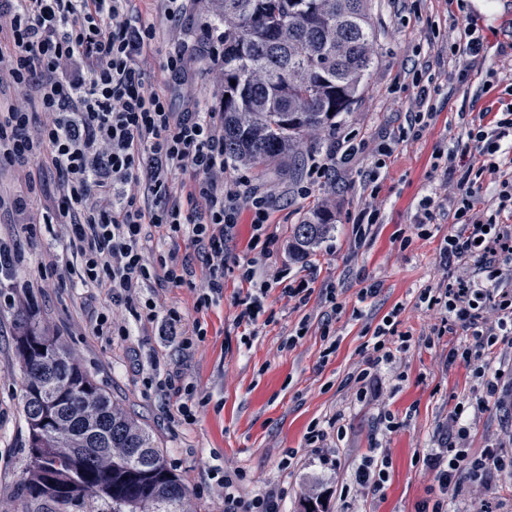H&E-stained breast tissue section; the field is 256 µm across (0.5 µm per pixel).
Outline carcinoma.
<instances>
[{
  "label": "carcinoma",
  "instance_id": "1",
  "mask_svg": "<svg viewBox=\"0 0 512 512\" xmlns=\"http://www.w3.org/2000/svg\"><path fill=\"white\" fill-rule=\"evenodd\" d=\"M211 9L224 28V162L291 174L307 133L350 111L374 67L370 0H211ZM332 220L327 209L310 212L295 227L294 250L306 253ZM29 335L45 353L22 346ZM16 352L27 424L23 487L33 512H187L185 489L152 435L33 314L18 322ZM39 388L51 399L37 457L29 408Z\"/></svg>",
  "mask_w": 512,
  "mask_h": 512
}]
</instances>
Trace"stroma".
<instances>
[{"instance_id": "obj_1", "label": "stroma", "mask_w": 512, "mask_h": 512, "mask_svg": "<svg viewBox=\"0 0 512 512\" xmlns=\"http://www.w3.org/2000/svg\"><path fill=\"white\" fill-rule=\"evenodd\" d=\"M371 15L376 62L356 104L337 118L335 130L309 137L314 161L331 165L326 178L313 180L306 162L291 175L270 168L246 172L252 186L273 199L268 248L257 245L251 213L243 211L229 233V269L217 306L196 312L188 287L161 292L160 304H178L205 323L207 336L196 349H181L158 326L133 319L128 335L109 342L92 336L86 315L98 304L97 289L36 285L43 242L59 225L33 240L14 211L0 209V238L14 241L21 255L9 287L0 288V512H32L22 490L27 428L15 341L18 318L30 310L61 337L113 402L149 430L186 489L188 512H224V498L207 478L215 467L241 473L239 492L246 498L272 485L284 487L282 512H302L309 496L323 493L325 512H421L423 504L442 496L423 458L454 437L449 417L456 407L484 400L465 440L472 451L499 447L512 437V345L498 349L503 376L493 397L484 396L474 365L449 363V349L463 337L443 331L439 315L419 295L445 287L463 270L440 252L451 228L446 215L434 212L422 230L414 224L420 200L444 181L433 155L436 144L466 143L468 125L479 112L512 106V95L489 85L486 76L487 69L505 64L496 47L512 42V0H467L461 15L447 12L443 0H371ZM469 15L477 18L487 48L483 69L463 81L446 40L461 37ZM183 20L195 50L194 88L221 97L222 76L205 49L206 27L213 21L209 0H190ZM426 62L436 87L434 117L419 135L396 138L416 108L411 73ZM348 134L368 147L346 163L333 152ZM374 171L381 186L375 199L367 184ZM372 200L380 221L357 238L354 219ZM318 203L330 206L335 223L311 254L297 257L291 248L294 228ZM249 260L257 278L272 280L273 286L257 322L245 326L235 322L237 302L248 289L236 266ZM280 274L290 282L310 281L306 303L284 295L274 281ZM372 284L376 294L359 300L360 290ZM329 288L340 305L333 316L324 300ZM391 313L398 331L411 340L391 367L379 370L372 395L360 398L354 377L367 366L376 326ZM304 320L309 329L302 335ZM152 365L158 373L178 372L193 382L194 424L176 417L178 397L146 387L143 371ZM315 424L328 431L320 448L307 441ZM374 448L390 461L388 480L377 494L350 485L359 460ZM448 507L512 512V475L494 476L481 486L463 484Z\"/></svg>"}]
</instances>
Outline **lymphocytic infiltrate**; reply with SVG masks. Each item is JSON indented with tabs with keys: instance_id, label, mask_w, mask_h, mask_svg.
I'll return each mask as SVG.
<instances>
[{
	"instance_id": "1",
	"label": "lymphocytic infiltrate",
	"mask_w": 512,
	"mask_h": 512,
	"mask_svg": "<svg viewBox=\"0 0 512 512\" xmlns=\"http://www.w3.org/2000/svg\"><path fill=\"white\" fill-rule=\"evenodd\" d=\"M132 0H0V33L11 44L0 51V85L26 90L24 103L0 111V167L26 166L47 158L61 175L57 207L32 212L25 196L13 198L26 214L25 232L38 237L42 225L70 228L63 245L73 261L58 268L48 261L41 280L63 276L71 284L98 289L102 302L87 320L92 335H127L126 315L143 324L162 323L182 349L203 342L207 331L181 307L158 308L147 289L182 287L191 269L171 250L157 260L144 253L147 228L171 243L189 242L208 275L196 291L194 308L203 311L224 297V246L230 227L249 210L256 230L270 219L268 196H241L240 181L224 177V113L220 102L187 89L191 58L183 37L185 0H160L158 7L173 34L165 57V80L183 88V108L153 88L138 61L154 47L153 17L132 11ZM49 119L33 126L29 103ZM467 138L478 156L466 160L457 147L441 145L452 183L427 197L416 215L427 223L432 209L448 212L456 229L444 240L445 256L472 264L474 273L455 284L423 292L421 301L439 310L443 326L459 328L466 340L448 353L449 362H476L488 394L498 392L494 370L500 343H512V113L496 112L471 122ZM191 175L179 193L176 172ZM493 177L490 207L475 208L473 197ZM409 334H396L392 316L373 333L372 355L355 380L367 395L380 366L394 358L392 343L407 347ZM443 491L461 480L486 483L494 474L512 473V455L486 450L470 455L456 446L434 448L424 458ZM240 474L217 478L224 490V512H281L285 491L272 486L250 499L237 493Z\"/></svg>"
}]
</instances>
